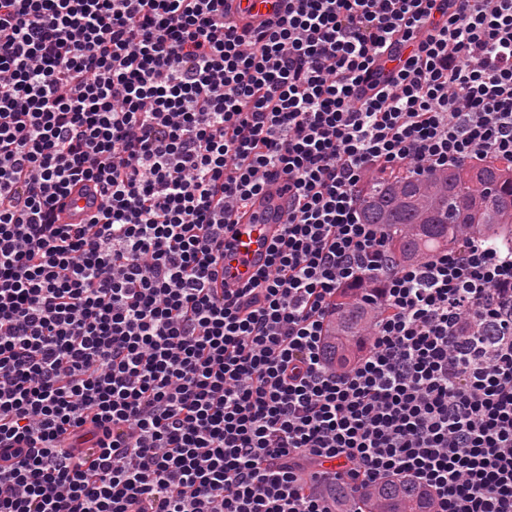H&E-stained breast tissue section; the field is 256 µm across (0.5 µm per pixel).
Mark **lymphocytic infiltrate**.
Segmentation results:
<instances>
[{
	"instance_id": "1",
	"label": "lymphocytic infiltrate",
	"mask_w": 512,
	"mask_h": 512,
	"mask_svg": "<svg viewBox=\"0 0 512 512\" xmlns=\"http://www.w3.org/2000/svg\"><path fill=\"white\" fill-rule=\"evenodd\" d=\"M484 160L512 164V0L254 29L224 0H0V512H365L388 481L512 512V244L402 263L360 206ZM274 170L269 263L216 287ZM79 182L98 211L59 223ZM345 291L375 319L339 368Z\"/></svg>"
}]
</instances>
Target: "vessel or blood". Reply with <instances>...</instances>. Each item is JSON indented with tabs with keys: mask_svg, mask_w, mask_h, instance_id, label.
<instances>
[{
	"mask_svg": "<svg viewBox=\"0 0 512 512\" xmlns=\"http://www.w3.org/2000/svg\"><path fill=\"white\" fill-rule=\"evenodd\" d=\"M286 6L287 0H224V16L241 27L257 26L282 13ZM97 204L93 192L75 186L61 215L62 223H87ZM287 211L285 182L282 176L271 175L264 189L249 200L240 223L232 225L225 234L232 250L215 268L218 284L236 287L265 268L269 248L281 235Z\"/></svg>",
	"mask_w": 512,
	"mask_h": 512,
	"instance_id": "obj_1",
	"label": "vessel or blood"
}]
</instances>
